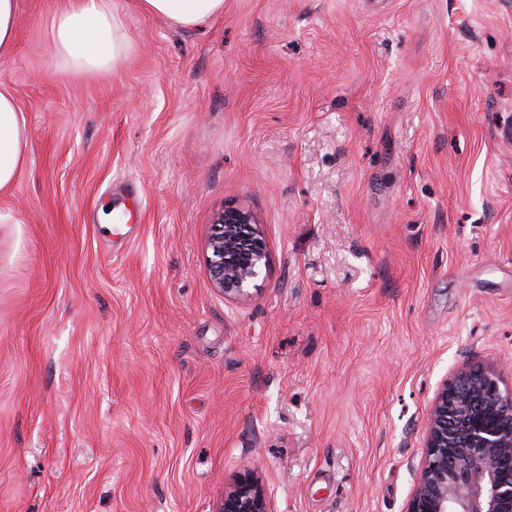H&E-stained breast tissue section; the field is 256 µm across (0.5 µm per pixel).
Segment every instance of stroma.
Returning a JSON list of instances; mask_svg holds the SVG:
<instances>
[{
  "instance_id": "stroma-1",
  "label": "stroma",
  "mask_w": 512,
  "mask_h": 512,
  "mask_svg": "<svg viewBox=\"0 0 512 512\" xmlns=\"http://www.w3.org/2000/svg\"><path fill=\"white\" fill-rule=\"evenodd\" d=\"M112 2L119 72L54 66L56 0L0 58V512H214L246 472L271 512H404L441 384L512 386V0ZM228 203L270 252L242 299ZM141 12L168 25L196 28L223 15L224 0H137ZM29 151L27 128L5 81L0 83V190L12 188L25 167ZM206 252L211 283L224 298L249 296L250 287L269 269L270 255L261 224L243 206L228 205L214 214Z\"/></svg>"
}]
</instances>
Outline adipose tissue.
Segmentation results:
<instances>
[{
  "label": "adipose tissue",
  "mask_w": 512,
  "mask_h": 512,
  "mask_svg": "<svg viewBox=\"0 0 512 512\" xmlns=\"http://www.w3.org/2000/svg\"><path fill=\"white\" fill-rule=\"evenodd\" d=\"M168 25L196 28L223 15L224 0H137ZM55 67L82 77L117 72L131 51L112 0H60L51 29ZM29 151L27 128L7 83H0V190L12 188Z\"/></svg>",
  "instance_id": "1"
}]
</instances>
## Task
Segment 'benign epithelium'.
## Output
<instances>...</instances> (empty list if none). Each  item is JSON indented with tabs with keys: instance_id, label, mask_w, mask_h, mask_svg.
<instances>
[{
	"instance_id": "benign-epithelium-1",
	"label": "benign epithelium",
	"mask_w": 512,
	"mask_h": 512,
	"mask_svg": "<svg viewBox=\"0 0 512 512\" xmlns=\"http://www.w3.org/2000/svg\"><path fill=\"white\" fill-rule=\"evenodd\" d=\"M207 270L224 297H245L270 264L266 238L249 209L228 205L212 219ZM505 419L499 426L470 421L475 403ZM512 388L493 368L470 367L438 389L426 420L419 477L405 512H512ZM215 512H270L252 474L239 477Z\"/></svg>"
}]
</instances>
